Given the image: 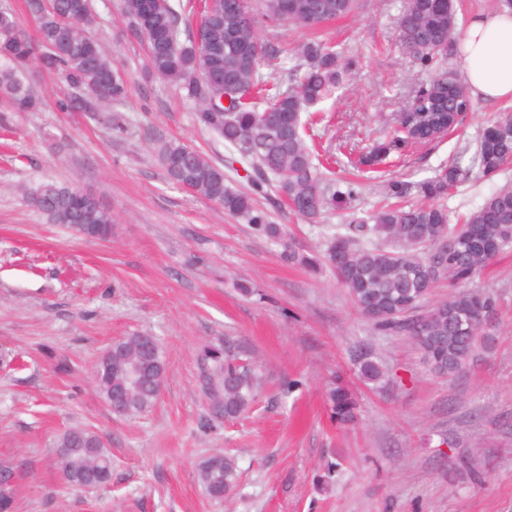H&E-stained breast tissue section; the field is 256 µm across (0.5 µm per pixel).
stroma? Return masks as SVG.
I'll list each match as a JSON object with an SVG mask.
<instances>
[{"label":"stroma","instance_id":"stroma-1","mask_svg":"<svg viewBox=\"0 0 512 512\" xmlns=\"http://www.w3.org/2000/svg\"><path fill=\"white\" fill-rule=\"evenodd\" d=\"M90 31L120 61L131 92L98 103L97 115L60 109L68 88L34 72L44 104L15 111L0 95V460L19 473L15 512H512V252L473 283L497 299L492 350L448 380L431 373L412 342L373 330L329 268L288 261V250L323 251L337 228L366 217L394 183L418 184L456 156L471 159L486 123L512 101L472 99L463 124L425 145L391 149L379 171L359 178L349 208L317 223L294 216L275 182L232 145L200 129L185 91L143 72L144 52L121 16L122 0H92ZM400 0H359L356 12L319 33L354 64L323 122L309 133L349 171L348 157L389 140L413 90L429 72L398 43ZM308 36L293 25L262 28L277 53L261 71L288 85L296 48ZM123 131L110 129V113ZM159 133L196 147L224 170L226 184L252 194L285 235L273 241L200 195L166 182L149 147ZM44 180L95 195L112 211V239L80 238L24 200ZM512 184V165L491 177L472 170L444 198L450 218ZM254 292L239 294L237 280ZM159 337L165 361L154 405L113 417L94 381L115 339ZM232 343L255 364L261 390L252 408L216 430L203 376H216L210 348ZM376 356L382 389L354 375L359 352ZM301 386L282 394L284 382ZM358 402L353 422L336 420L327 399L335 383ZM74 429L100 436L112 480L74 489L62 480L59 439ZM233 457L241 474L230 498L211 500L199 463ZM481 461V481L459 459ZM336 476L323 483L328 462Z\"/></svg>","mask_w":512,"mask_h":512}]
</instances>
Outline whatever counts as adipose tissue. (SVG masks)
<instances>
[{
    "label": "adipose tissue",
    "instance_id": "1",
    "mask_svg": "<svg viewBox=\"0 0 512 512\" xmlns=\"http://www.w3.org/2000/svg\"><path fill=\"white\" fill-rule=\"evenodd\" d=\"M457 65L470 93L483 100L512 98V8L471 17Z\"/></svg>",
    "mask_w": 512,
    "mask_h": 512
}]
</instances>
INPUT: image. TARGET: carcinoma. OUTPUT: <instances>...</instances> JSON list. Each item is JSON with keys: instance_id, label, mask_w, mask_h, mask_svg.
Segmentation results:
<instances>
[{"instance_id": "cac0c4a2", "label": "carcinoma", "mask_w": 512, "mask_h": 512, "mask_svg": "<svg viewBox=\"0 0 512 512\" xmlns=\"http://www.w3.org/2000/svg\"><path fill=\"white\" fill-rule=\"evenodd\" d=\"M142 0H123L122 16L131 31L146 36L155 49L147 53L145 67L157 78L182 88L197 105L196 122L237 148L253 161L259 174L276 179L277 190L297 216L316 223L330 211L345 209L356 196L351 184H341L321 170L306 142L308 108L331 98L341 87L349 62L342 53L315 40L299 47L300 63L288 88H269L260 70L276 49L260 36L264 24L289 23L316 30L325 23L348 16L358 0H241L236 8L224 0H205L197 24L190 22L195 6L182 0H161L159 8L143 13ZM25 8L36 23V37L20 27L15 13L0 8V93L9 96L22 112L35 111L39 101L26 79V67L35 58L46 71L56 73L69 86L94 83L100 97L123 101L130 85L118 62L100 44L89 46L65 17L94 20L91 0H56L52 11L40 0H26ZM461 27L454 0H402L398 22L401 48L431 71L402 118V135L381 142L356 164L382 165L390 149L409 141L427 143L437 132H450L462 120L457 93H468L461 79L450 80L439 66L457 52ZM224 75L231 97L229 106L207 83L211 71ZM266 92L262 109L250 101L252 92ZM156 160L167 181L220 205L228 215L252 225L260 235L277 241L281 225L269 220L251 195L225 184L224 170L205 153L185 142L156 134L152 138ZM512 164V112L505 110L487 122L476 152L465 166L462 157L441 167L418 184L425 203L384 204L364 218L336 232L317 258L294 252L288 258L303 265L328 267L336 282L346 288L363 317L381 333L408 337L424 363L436 375L458 376L476 353L490 343L491 328L484 321L496 311L495 299L470 288L476 277L499 253L512 248V187L504 186L487 196L461 224H449L447 208L438 200L465 181L473 167L490 176ZM25 199L53 224L113 223L112 212L94 195L52 181L26 191ZM445 236L456 242L446 253L429 254L431 241ZM448 281L454 292L434 305L427 299L434 285ZM206 356L218 365L220 379H204L211 404L210 429L221 420L235 419L254 401L260 378L251 367L237 361L229 350L210 349ZM357 374L366 384L380 386L385 373L367 352L356 358ZM164 360L158 340L145 345L140 334L112 343V358L97 364L93 379L104 400L121 390L126 409L133 416L150 408L159 396ZM336 415L351 422L357 402L342 383L328 392ZM95 449L93 484L104 485L112 476V456L92 432H85ZM206 495L222 500L235 489L239 478L236 462L212 457L199 465ZM17 470L0 464V506H14Z\"/></svg>"}]
</instances>
